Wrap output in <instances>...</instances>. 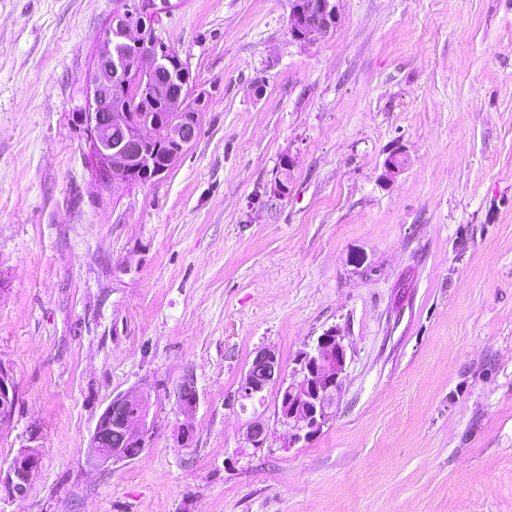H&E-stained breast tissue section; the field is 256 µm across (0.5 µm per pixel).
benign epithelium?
I'll return each instance as SVG.
<instances>
[{"instance_id": "1", "label": "benign epithelium", "mask_w": 512, "mask_h": 512, "mask_svg": "<svg viewBox=\"0 0 512 512\" xmlns=\"http://www.w3.org/2000/svg\"><path fill=\"white\" fill-rule=\"evenodd\" d=\"M340 0H308L302 8L290 10L288 29L301 32L300 42L309 44L332 31L339 18ZM175 7L173 0H132L117 10L104 34L98 57L91 75V89L85 111L77 115L78 122L87 131L92 149L103 171L114 180H125L134 169L149 170L153 167L151 152L147 147L163 142L173 147L177 156L193 144L199 134L201 98L189 101L184 95L175 94L151 80L153 70L164 65L167 58L178 54L173 47L165 46V56L155 57L151 68L137 70L125 55H112V40L117 38L130 47H140L145 42H158L154 36V22L159 15ZM141 82V88L152 96H167L169 116L164 124L142 121L136 130L128 127V114L123 102L113 96L118 85L130 79ZM347 367V347L341 330L331 326L317 336L297 357V367L291 381H286L283 367L276 353L266 347L254 351L253 359L234 397L241 409L246 403L262 401L264 392L273 385L285 391L287 401L279 408V421L287 429L286 446L308 441L321 432L334 416L336 399L340 393L343 374ZM193 383H186L184 393L177 394V401L186 412L198 404ZM16 401L12 378L0 368V423L11 419ZM140 405L139 415L127 422L133 433L143 441L150 440L153 418L145 399L138 394H121L112 399L98 421L91 438L90 457L99 466H105L114 457L99 451L98 441L105 435L108 421L126 417V407ZM268 429L259 420L251 422L246 430L245 442L256 450L265 447ZM37 467L36 454L30 450L20 452L13 460L6 476V484L17 492L26 489Z\"/></svg>"}]
</instances>
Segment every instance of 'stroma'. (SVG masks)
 <instances>
[{
	"mask_svg": "<svg viewBox=\"0 0 512 512\" xmlns=\"http://www.w3.org/2000/svg\"><path fill=\"white\" fill-rule=\"evenodd\" d=\"M119 7L0 0V476L39 457L0 512H512V0H340L310 44L291 0H181L155 33L200 131L147 184L102 180L73 116ZM332 326L336 414L284 447L275 389L234 395ZM126 393L155 432L93 467ZM16 390L12 378L0 368V423L8 422L14 412ZM37 467L36 454L30 450L20 452L13 460L6 476V484L17 492H22L29 484Z\"/></svg>",
	"mask_w": 512,
	"mask_h": 512,
	"instance_id": "35a3bbf8",
	"label": "stroma"
}]
</instances>
